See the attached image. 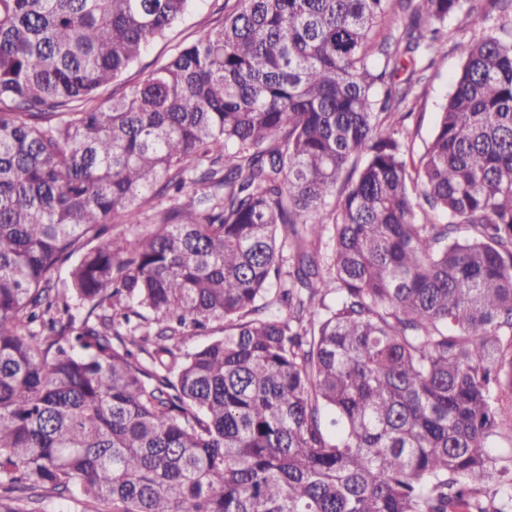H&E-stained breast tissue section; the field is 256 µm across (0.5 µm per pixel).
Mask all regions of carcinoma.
I'll return each mask as SVG.
<instances>
[{"mask_svg":"<svg viewBox=\"0 0 512 512\" xmlns=\"http://www.w3.org/2000/svg\"><path fill=\"white\" fill-rule=\"evenodd\" d=\"M412 2L224 0L98 105L194 0H0V512H512V0L411 167ZM223 19L224 0H199L182 21L168 31L165 38L156 41L148 49L139 62L123 75L121 81L103 89L99 101H106L112 96V91L118 95L128 89L138 82L144 73L164 63L178 46L201 38ZM36 507L41 512H89L93 506L78 498L46 497Z\"/></svg>","mask_w":512,"mask_h":512,"instance_id":"1","label":"carcinoma"}]
</instances>
